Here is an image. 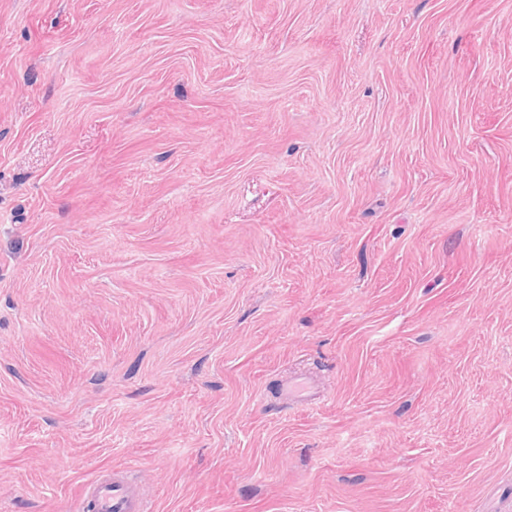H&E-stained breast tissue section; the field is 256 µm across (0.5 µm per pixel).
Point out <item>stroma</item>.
<instances>
[{
	"label": "stroma",
	"mask_w": 512,
	"mask_h": 512,
	"mask_svg": "<svg viewBox=\"0 0 512 512\" xmlns=\"http://www.w3.org/2000/svg\"><path fill=\"white\" fill-rule=\"evenodd\" d=\"M112 467L512 512V0H0V512ZM278 393L286 403L310 405L318 399V393L307 378L294 377L288 381L286 377L279 383Z\"/></svg>",
	"instance_id": "1"
}]
</instances>
